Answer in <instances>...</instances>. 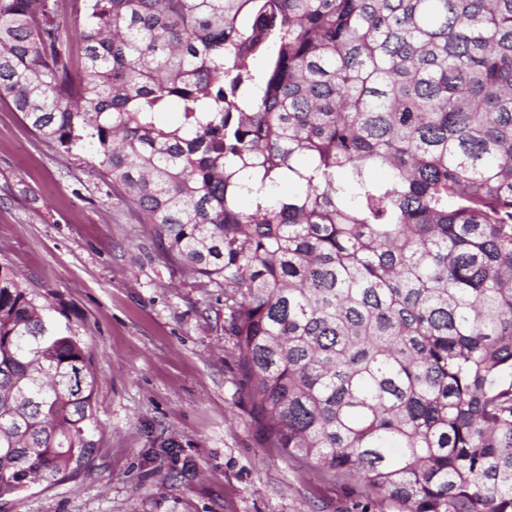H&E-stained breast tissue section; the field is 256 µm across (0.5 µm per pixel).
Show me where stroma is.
I'll use <instances>...</instances> for the list:
<instances>
[{
  "mask_svg": "<svg viewBox=\"0 0 512 512\" xmlns=\"http://www.w3.org/2000/svg\"><path fill=\"white\" fill-rule=\"evenodd\" d=\"M97 168L0 96V263L61 310L97 379L89 463L1 497L0 512H397L274 447L223 289L167 256Z\"/></svg>",
  "mask_w": 512,
  "mask_h": 512,
  "instance_id": "obj_1",
  "label": "stroma"
}]
</instances>
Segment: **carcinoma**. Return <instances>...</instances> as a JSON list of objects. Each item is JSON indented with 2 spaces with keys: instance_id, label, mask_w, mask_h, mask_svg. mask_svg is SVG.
<instances>
[{
  "instance_id": "obj_1",
  "label": "carcinoma",
  "mask_w": 512,
  "mask_h": 512,
  "mask_svg": "<svg viewBox=\"0 0 512 512\" xmlns=\"http://www.w3.org/2000/svg\"><path fill=\"white\" fill-rule=\"evenodd\" d=\"M84 11L0 0V95L232 290L275 446L399 512H512V0ZM50 322L0 264V497L93 451L96 378Z\"/></svg>"
}]
</instances>
